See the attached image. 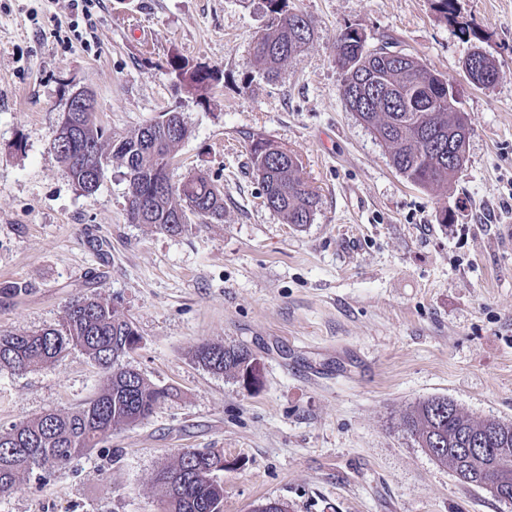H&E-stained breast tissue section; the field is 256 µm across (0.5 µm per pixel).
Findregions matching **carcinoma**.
Segmentation results:
<instances>
[{"label":"carcinoma","instance_id":"carcinoma-1","mask_svg":"<svg viewBox=\"0 0 512 512\" xmlns=\"http://www.w3.org/2000/svg\"><path fill=\"white\" fill-rule=\"evenodd\" d=\"M286 4L287 0H265L268 32L253 46L254 61L268 81L314 36L310 20L288 11ZM357 36L348 28L337 39L343 97L363 110L364 121L381 135L393 167L407 181L424 189L448 182L462 168L469 134L467 117L448 110V79L415 57L394 61L384 52L362 56ZM167 65L180 86L196 100L207 101L217 81L215 70L192 66L178 55L170 56ZM422 86L440 102L438 109H424L416 97ZM75 116L77 135L54 136L53 149L86 195L98 188L92 168L101 175L115 158L125 167L134 196L148 202L143 211L128 202L131 223L163 231L178 215L186 221L190 214L202 220L224 214V192L205 175H190L177 187L169 181L174 150L191 134L180 113L167 112V120L126 136L108 134L98 124L93 105L77 107ZM252 157L266 205L287 224L310 223L317 194L296 154L259 139L253 143ZM136 337L132 323L112 299L103 296L73 301L58 328L0 334V369L23 372L78 349L103 373L100 392L82 407L45 413L0 432V496L11 492L21 476L46 473L97 447L113 429L147 419L169 395L123 364L126 346ZM195 359L214 373L241 381L256 374L254 359L243 346L205 343L195 351ZM403 425L411 440L447 465L458 481L485 489L497 500L505 494L512 498L511 421H476L454 401L438 396L415 405ZM477 440L488 449L485 455L460 452ZM223 463L224 453L219 450L193 449L182 452L174 465L158 470L154 483L164 512H208L224 502V483L215 477Z\"/></svg>","mask_w":512,"mask_h":512}]
</instances>
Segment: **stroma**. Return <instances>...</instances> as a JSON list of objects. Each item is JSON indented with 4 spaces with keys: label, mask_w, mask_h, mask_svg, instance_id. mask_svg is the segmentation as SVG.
<instances>
[{
    "label": "stroma",
    "mask_w": 512,
    "mask_h": 512,
    "mask_svg": "<svg viewBox=\"0 0 512 512\" xmlns=\"http://www.w3.org/2000/svg\"><path fill=\"white\" fill-rule=\"evenodd\" d=\"M0 0V333L57 328L69 304L114 299L139 335L127 365L168 390L147 419L43 476L0 512H160L156 472L187 449L224 453V512L265 500L289 512H512L461 484L403 430L419 401L445 396L475 418L512 422V0H288L314 39L265 81L252 48L264 0ZM410 54L448 79L471 127L448 184L422 189L342 95L336 40ZM498 70L482 87L462 62ZM215 69L198 103L170 55ZM107 131L175 109L191 130L171 184L204 173L219 220L169 235L127 219V182L109 165L85 196L52 147L75 90ZM293 151L318 194L296 226L264 202L257 139ZM241 345L256 385L193 357ZM103 377L82 352L0 371V430L72 411Z\"/></svg>",
    "instance_id": "35a3bbf8"
}]
</instances>
